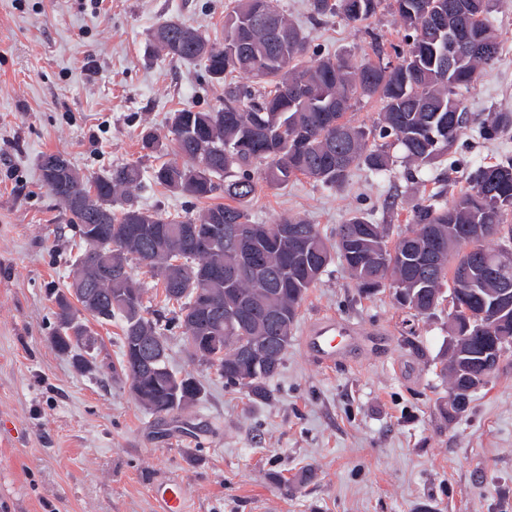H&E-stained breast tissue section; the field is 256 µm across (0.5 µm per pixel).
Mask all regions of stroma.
<instances>
[{"mask_svg": "<svg viewBox=\"0 0 512 512\" xmlns=\"http://www.w3.org/2000/svg\"><path fill=\"white\" fill-rule=\"evenodd\" d=\"M228 5L104 0L95 12L88 0H0V512H155L149 488L162 478L183 484L187 512H512V349L467 410L445 419L447 305L420 315L391 288L361 293L341 261L302 301L265 401L225 387L177 332L170 365L205 394L163 418L112 376L119 323H90L92 371L52 345L51 294L68 282L78 249L68 214L41 180V156L63 153L93 175L138 164L140 207L197 212V201L152 181L160 158L144 154L140 133L165 132L178 109L221 105L224 87L203 66L152 52L149 39L167 19L222 36ZM279 7L312 56L359 63L402 40L387 0L357 24L338 15L312 21L309 0ZM491 23L499 58L460 90L471 121L437 167L420 171L399 158L379 177L360 166L340 188L304 177L283 188L261 181L253 220L299 216L332 239L357 212L393 242L418 199L452 200L475 166L512 157V131L480 135L489 113L512 112V0H500ZM329 316L352 332L332 366L303 343Z\"/></svg>", "mask_w": 512, "mask_h": 512, "instance_id": "stroma-1", "label": "stroma"}]
</instances>
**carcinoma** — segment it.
Here are the masks:
<instances>
[{
    "label": "carcinoma",
    "mask_w": 512,
    "mask_h": 512,
    "mask_svg": "<svg viewBox=\"0 0 512 512\" xmlns=\"http://www.w3.org/2000/svg\"><path fill=\"white\" fill-rule=\"evenodd\" d=\"M392 2L400 4L393 13L404 30V47L393 49L392 56L379 47L377 60L359 64L340 57H307L305 36L280 11L277 0H234L224 22L240 20L242 26L224 29L220 38L202 36L194 45L184 39L186 25L180 21L166 20L154 28L151 41L157 52L180 62L201 63L217 82L239 72L255 80L260 89L231 87L223 106L207 111L182 108L172 113L167 134L152 129L141 133V149L147 153H158L171 143L186 159L183 165H157L151 174L154 183L197 201L220 190L231 200L229 204L207 206L193 217L143 209L133 200L142 180L135 165L115 166L103 176L86 175L70 165L58 189H50L85 244L66 290L78 280L93 278L96 264L109 254L112 264L119 265L112 285L105 287L112 301L91 308L93 321L103 325L120 318L124 341L155 334L165 340L166 333L176 329L184 336H196L224 367L225 385L246 390L254 401H264L270 397L267 382L288 349L301 302L337 257L365 294L388 286L379 269L394 263L392 277L403 285L398 303L426 315L443 300L448 252L470 248L473 277L481 286L462 288L456 298L480 318L487 308L488 289L494 287L489 269L499 257V249L486 242L495 237L512 239V225L507 223L512 214V157L477 166L468 176V187L450 203H415V238L395 243L400 251L396 259L384 241L383 228L362 215L354 214L339 225L334 244L317 225L288 216L263 228V235L253 241L252 250L265 279L246 275L232 285L225 284L221 276L210 280L215 312L209 319L193 303L199 272L232 266L236 255L226 245L214 254H194L177 230L184 224H212L224 236L229 224L252 223L248 205L256 190L255 175L271 187L284 186L298 175L338 187L347 172L360 165L378 176L386 175L393 164L389 147L399 148L419 167L434 165L455 147L471 116L463 103L454 112L448 111V103L450 97H458V90L476 81L480 69L498 59L499 42L489 22L497 0ZM379 4L380 0H311V13L315 21L338 14L355 24L373 16ZM457 31L465 33L472 44L490 45L491 53L462 64L447 59L448 35ZM289 81L302 82L303 94L285 93L283 87ZM360 97L384 102L375 126L378 137L386 140L380 148L368 147L369 132L344 120L352 101ZM508 129H512V112H493L480 134L493 139ZM70 195L83 198L85 206L66 205ZM104 211L111 214L110 223L102 225L97 236H90V225L98 223ZM284 224H293L305 234V255H297L280 236ZM474 224L488 225L489 233L480 242L469 237L468 228ZM432 237L444 241L446 252L425 265L420 257ZM115 240L122 241L117 250L112 247ZM135 264L159 276L165 301L178 304L176 315L163 324L144 305V289L133 274ZM53 316L55 347L72 355L79 366H86L78 353L79 340L68 334L73 321L87 328L78 310L57 293ZM458 330L468 336L467 355L448 354L446 366L451 372L457 364L483 372L488 336H512L511 323L491 332L480 324L469 327L461 322ZM235 336L265 337L264 363L251 366L233 340ZM156 367L158 380H140L137 354L131 347L112 366V377L121 376L132 385L141 381L144 394L159 404L176 398L177 404L169 409L172 414L199 400L203 386L189 375L180 377L170 370L167 354H162Z\"/></svg>",
    "instance_id": "1"
}]
</instances>
